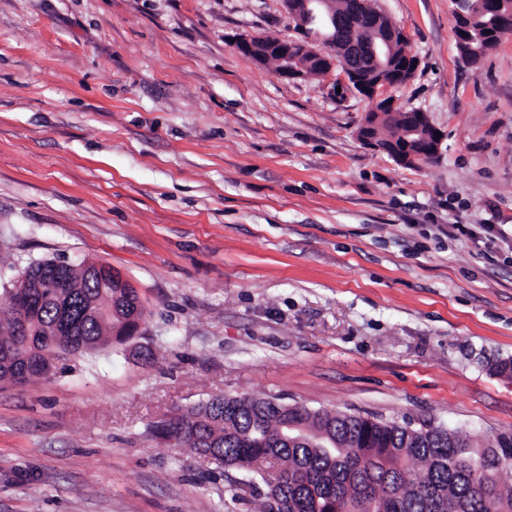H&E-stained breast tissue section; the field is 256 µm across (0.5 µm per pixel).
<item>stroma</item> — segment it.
I'll list each match as a JSON object with an SVG mask.
<instances>
[{"mask_svg":"<svg viewBox=\"0 0 512 512\" xmlns=\"http://www.w3.org/2000/svg\"><path fill=\"white\" fill-rule=\"evenodd\" d=\"M376 3L433 161L364 146L350 85L236 50L296 38L281 0H0V311L45 260L111 267L144 306L127 341L0 383V512H261L154 433L216 394L512 430V34L470 66L450 0Z\"/></svg>","mask_w":512,"mask_h":512,"instance_id":"1","label":"stroma"}]
</instances>
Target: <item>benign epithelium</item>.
Returning a JSON list of instances; mask_svg holds the SVG:
<instances>
[{"mask_svg":"<svg viewBox=\"0 0 512 512\" xmlns=\"http://www.w3.org/2000/svg\"><path fill=\"white\" fill-rule=\"evenodd\" d=\"M325 7L331 32L308 35L310 5L312 0H283L284 6L297 27L305 34V50L310 62L304 64L288 51V43L272 41L259 35H240L234 39V47L258 65L273 59L279 64L278 73L289 80L300 78H328L340 73L349 84L357 85L360 94L372 103L361 126L359 139L370 148L385 152L397 160L408 163L417 160V137L420 136L427 114L424 112L400 113V108L391 102L388 90L401 80H410L418 68V59L413 54L407 34H398L393 28L379 29L380 19L369 8L367 0H352L348 9L336 14L331 0H318ZM351 19L352 26H361L360 42L336 40V21ZM403 115L405 126L395 137L383 145L378 142L377 129L387 119ZM37 282L30 271H25L15 282L16 299L34 302Z\"/></svg>","mask_w":512,"mask_h":512,"instance_id":"benign-epithelium-1","label":"benign epithelium"}]
</instances>
